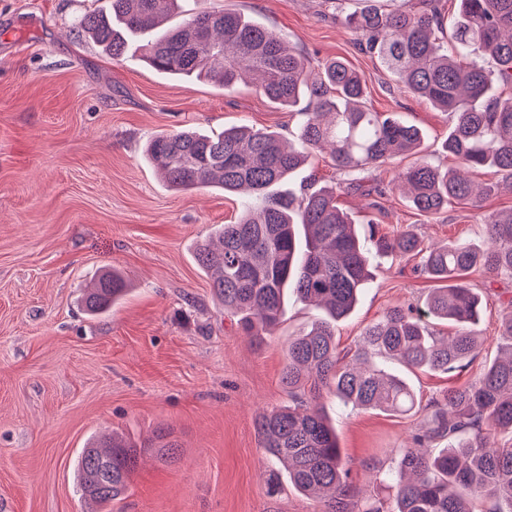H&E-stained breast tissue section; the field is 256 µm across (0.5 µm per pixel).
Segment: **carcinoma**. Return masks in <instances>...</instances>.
<instances>
[{"label":"carcinoma","mask_w":512,"mask_h":512,"mask_svg":"<svg viewBox=\"0 0 512 512\" xmlns=\"http://www.w3.org/2000/svg\"><path fill=\"white\" fill-rule=\"evenodd\" d=\"M177 0H112L108 16L86 13L82 32L112 57H124L133 40L154 70L179 78L210 80L229 88L247 75L269 101L300 107L303 122L296 143L267 129L226 128L218 135L195 129L152 136L150 163L174 190L221 188L246 192L235 224L216 231L196 248V260L211 279L224 312L258 346L285 315L288 297L323 314L310 329L288 342L281 384L289 402L261 414L260 447L274 464L271 491L280 478L316 498L322 512H512V310L499 321L503 341L498 356L470 383L421 404L414 388L384 361L400 360L423 371L459 374L480 348L477 326L483 296L465 279L474 273L512 282V208L484 219L486 240H456L427 246L411 228L382 232L370 223L361 234L351 216L336 205L346 189L383 197L380 184L364 188L362 174L397 156H416L393 181L420 213L435 215L452 204L480 207L500 189L490 184L480 196L469 172L493 170L510 179L512 191V0H459L450 36H442L440 0L384 11L375 4L349 12L344 23L358 36L364 53L377 58L399 85L440 112L451 125L443 149L456 166L441 169L420 156L422 132L393 113L364 106L366 81L340 59L310 68L309 61L274 30L231 11L203 10L171 22ZM497 64L503 86L489 93L483 62ZM329 150L345 185L324 187L309 176L298 193L276 187ZM414 260V272L438 287L423 304L394 306L363 330L354 361L343 362L335 339L336 322L348 317L372 280L371 267L384 257ZM127 291L116 270L102 271L83 294L90 315L104 314ZM435 322L455 326L439 336ZM328 392L343 407L421 414L417 445L441 444L435 454L414 448L398 452L395 471L380 482L388 499L350 491L336 432L318 399ZM177 441L167 427L152 437L127 439L103 434L87 444L78 486L88 512H112L125 497L141 456L176 460Z\"/></svg>","instance_id":"cac0c4a2"}]
</instances>
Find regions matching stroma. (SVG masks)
Masks as SVG:
<instances>
[{"label":"stroma","instance_id":"stroma-1","mask_svg":"<svg viewBox=\"0 0 512 512\" xmlns=\"http://www.w3.org/2000/svg\"><path fill=\"white\" fill-rule=\"evenodd\" d=\"M110 0H0V512H84L74 461L92 436L146 438L160 426L178 440L177 459L140 462L119 512H319L290 484L267 493L271 466L255 427L286 405L280 377L291 336L313 308L289 301L262 347L225 315L195 260L197 243L242 212L216 188L179 192L145 155L159 132L215 133L248 125L296 136L300 112L278 108L248 83L227 89L145 66L137 46L114 59L81 36L79 20ZM235 11L278 32L311 62L344 60L366 80V106L392 112L423 132V156L440 167L449 119L400 90L362 53L356 34L327 0H180L181 17ZM344 192L338 205L356 222L386 231L411 226L425 244L485 239V215L512 207L501 190L482 208L455 205L425 215L403 194L379 208ZM112 268L128 292L106 315L89 317L81 295ZM354 312L336 325L342 352L396 304H419L433 286L410 262L384 259ZM489 293L482 346L459 375L403 368L421 400L474 379L498 354L497 323L512 284L476 273ZM320 403L335 428L348 481L358 494L409 447L419 417Z\"/></svg>","mask_w":512,"mask_h":512}]
</instances>
